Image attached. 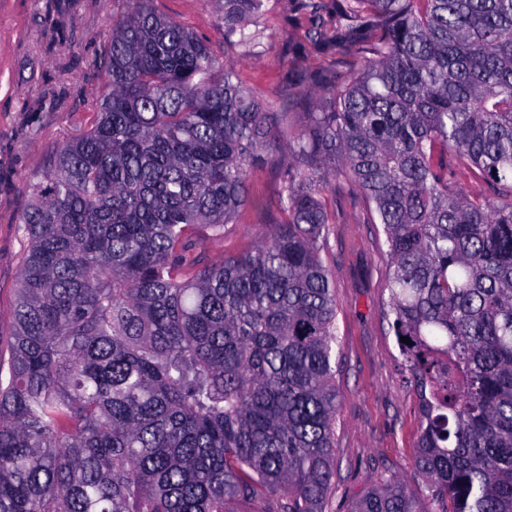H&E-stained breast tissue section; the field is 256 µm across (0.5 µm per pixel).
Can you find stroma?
Wrapping results in <instances>:
<instances>
[{
	"label": "stroma",
	"mask_w": 512,
	"mask_h": 512,
	"mask_svg": "<svg viewBox=\"0 0 512 512\" xmlns=\"http://www.w3.org/2000/svg\"><path fill=\"white\" fill-rule=\"evenodd\" d=\"M155 11L177 19L222 54L242 82L278 103L288 84L335 65L331 47L305 36L309 0H268L258 44L224 49V27L212 0H153ZM124 0H0V357L9 331L27 236L20 222L30 185L49 169L54 151L88 130L104 86L99 65L112 21ZM269 220L253 208L226 225L223 238L204 244L207 260L254 246ZM336 286L339 364L336 388L335 476L327 512H350L375 485L404 480L426 494L414 469L419 434L418 394L384 315L386 246L380 225L363 209L346 208L325 255Z\"/></svg>",
	"instance_id": "1"
}]
</instances>
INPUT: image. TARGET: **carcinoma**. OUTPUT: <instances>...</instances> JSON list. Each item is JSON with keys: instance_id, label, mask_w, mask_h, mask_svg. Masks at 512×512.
<instances>
[{"instance_id": "carcinoma-1", "label": "carcinoma", "mask_w": 512, "mask_h": 512, "mask_svg": "<svg viewBox=\"0 0 512 512\" xmlns=\"http://www.w3.org/2000/svg\"><path fill=\"white\" fill-rule=\"evenodd\" d=\"M97 119L32 185L0 377V512H326L340 396L326 195L379 224L386 316L420 401L415 472L353 512H512V0H336L352 35L305 120L211 45L125 0ZM224 51L265 0H213ZM336 35H331L330 26ZM281 170L252 249L202 258L252 173ZM485 186L476 193L458 175Z\"/></svg>"}]
</instances>
